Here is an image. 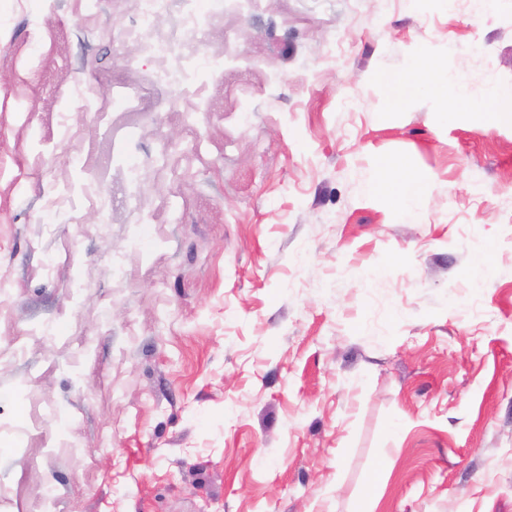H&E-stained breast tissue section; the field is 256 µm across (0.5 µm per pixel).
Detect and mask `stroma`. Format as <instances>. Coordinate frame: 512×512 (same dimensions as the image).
Masks as SVG:
<instances>
[{
	"label": "stroma",
	"instance_id": "stroma-1",
	"mask_svg": "<svg viewBox=\"0 0 512 512\" xmlns=\"http://www.w3.org/2000/svg\"><path fill=\"white\" fill-rule=\"evenodd\" d=\"M198 7L174 96L137 0H0V512H512V0ZM385 106L388 111L399 109L404 103L428 94L440 103L448 102V86H452L457 101L468 102L464 84L450 73L436 66L417 61L403 72L384 73L380 76ZM487 129L512 126V90L499 91L487 112L477 113ZM383 167L399 170V175L391 180L377 179L368 183V194L386 200L402 218L421 223L418 201L427 193L426 182L413 174L403 162L382 160Z\"/></svg>",
	"mask_w": 512,
	"mask_h": 512
}]
</instances>
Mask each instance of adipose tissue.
<instances>
[{
    "label": "adipose tissue",
    "mask_w": 512,
    "mask_h": 512,
    "mask_svg": "<svg viewBox=\"0 0 512 512\" xmlns=\"http://www.w3.org/2000/svg\"><path fill=\"white\" fill-rule=\"evenodd\" d=\"M387 110L399 109L404 103L422 95L436 97L439 102H447L456 97L459 103H467L468 95L460 79L436 66L415 62L402 72L385 73L380 77ZM399 174L391 180L377 179L368 183V194L386 200L402 218L420 222L418 201L428 190L426 182L413 174L406 165H399Z\"/></svg>",
    "instance_id": "obj_1"
}]
</instances>
